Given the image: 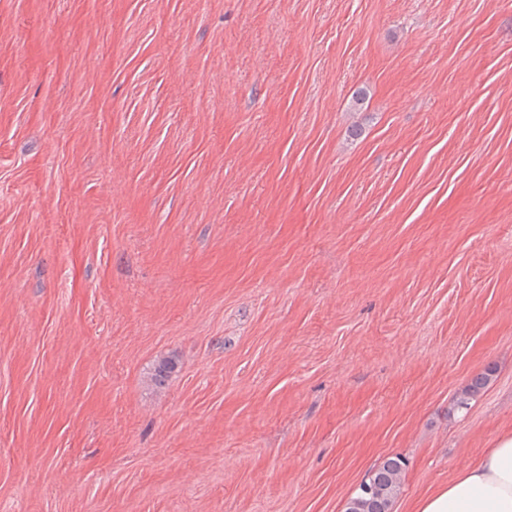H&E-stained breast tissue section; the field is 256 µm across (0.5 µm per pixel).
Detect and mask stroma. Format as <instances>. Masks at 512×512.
Masks as SVG:
<instances>
[{
    "mask_svg": "<svg viewBox=\"0 0 512 512\" xmlns=\"http://www.w3.org/2000/svg\"><path fill=\"white\" fill-rule=\"evenodd\" d=\"M508 435L512 0H0V512H411ZM493 377L494 371L492 368H487L483 372L475 374L462 389L461 394L456 400V408L459 410L468 409L470 400L488 387ZM405 462L400 456L388 457L362 479L345 512H392L401 492Z\"/></svg>",
    "mask_w": 512,
    "mask_h": 512,
    "instance_id": "1",
    "label": "stroma"
}]
</instances>
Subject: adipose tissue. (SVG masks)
Instances as JSON below:
<instances>
[{"mask_svg":"<svg viewBox=\"0 0 512 512\" xmlns=\"http://www.w3.org/2000/svg\"><path fill=\"white\" fill-rule=\"evenodd\" d=\"M413 512H512V437L499 439L475 465L420 498Z\"/></svg>","mask_w":512,"mask_h":512,"instance_id":"adipose-tissue-1","label":"adipose tissue"}]
</instances>
